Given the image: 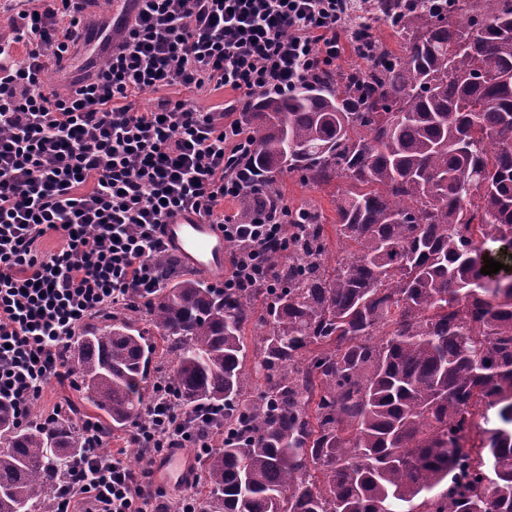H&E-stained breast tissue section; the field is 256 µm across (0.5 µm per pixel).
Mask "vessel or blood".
Segmentation results:
<instances>
[{
    "label": "vessel or blood",
    "instance_id": "vessel-or-blood-1",
    "mask_svg": "<svg viewBox=\"0 0 512 512\" xmlns=\"http://www.w3.org/2000/svg\"><path fill=\"white\" fill-rule=\"evenodd\" d=\"M165 237L191 266L203 271H220L227 258L224 235L215 225L204 223L195 217L181 218L167 225ZM190 465L185 451H177L172 457L158 462L157 473L167 482L183 480Z\"/></svg>",
    "mask_w": 512,
    "mask_h": 512
}]
</instances>
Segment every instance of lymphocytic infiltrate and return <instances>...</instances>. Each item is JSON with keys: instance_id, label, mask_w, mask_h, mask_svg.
<instances>
[{"instance_id": "obj_1", "label": "lymphocytic infiltrate", "mask_w": 512, "mask_h": 512, "mask_svg": "<svg viewBox=\"0 0 512 512\" xmlns=\"http://www.w3.org/2000/svg\"><path fill=\"white\" fill-rule=\"evenodd\" d=\"M88 0H0V404L30 421L46 385L70 380L72 336L123 299L160 286L153 259L168 252L165 225L192 214L237 248L224 285L269 281L265 243L285 227L258 204L251 223L224 205L257 193L260 173L235 166L254 146L244 115L335 68L358 0H127L119 23L101 22L107 53L93 73L56 85L50 64L69 59ZM29 51L16 59L13 47ZM180 86L231 89L221 111L140 93ZM57 237L55 250L41 248ZM148 406L132 440L144 466L102 451L100 427L83 424L86 450L70 462L75 488L61 512H148L152 466L189 442L172 383Z\"/></svg>"}]
</instances>
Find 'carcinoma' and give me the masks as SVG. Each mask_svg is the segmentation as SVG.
<instances>
[{
    "mask_svg": "<svg viewBox=\"0 0 512 512\" xmlns=\"http://www.w3.org/2000/svg\"><path fill=\"white\" fill-rule=\"evenodd\" d=\"M401 53L359 41L366 69L262 95L245 119L279 205V177L349 182L324 214L288 217L266 249L276 284L165 280L71 339L107 431L134 427L156 329L195 440L199 512H512V281L474 270L478 245L512 263V0H376ZM254 336L255 385L245 369ZM500 426L474 445L475 414ZM79 424L20 426L0 407V512H54Z\"/></svg>",
    "mask_w": 512,
    "mask_h": 512,
    "instance_id": "carcinoma-1",
    "label": "carcinoma"
}]
</instances>
